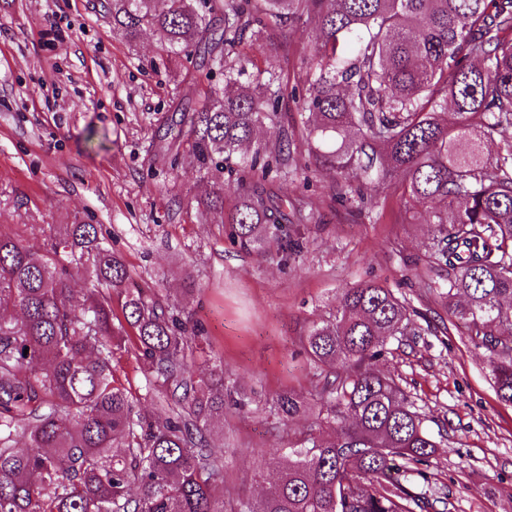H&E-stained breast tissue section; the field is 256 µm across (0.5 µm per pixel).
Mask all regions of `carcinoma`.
Here are the masks:
<instances>
[{"instance_id": "1", "label": "carcinoma", "mask_w": 512, "mask_h": 512, "mask_svg": "<svg viewBox=\"0 0 512 512\" xmlns=\"http://www.w3.org/2000/svg\"><path fill=\"white\" fill-rule=\"evenodd\" d=\"M133 39L155 29L164 50L224 83L181 115L190 157L210 176L200 205L248 253L301 248L277 197L252 181L286 168L275 123L280 75L252 79L222 63L250 32L305 20L319 44L307 95L308 155L349 187L404 185L432 225L428 269L471 341L491 349L494 388L512 404V0H112ZM238 169L224 211V170ZM91 274L83 295L72 280ZM417 315L408 298L366 281L315 322L306 352L318 372L319 427L274 452L288 459L258 501L224 508V373L199 375L186 350L203 328L180 304L143 288L94 224H62L37 249L0 231V512H416L401 476L437 442L408 395L375 368ZM125 352L147 367V395L168 411L143 420L115 385ZM271 409L287 425L304 402L284 391ZM25 450L16 448V437Z\"/></svg>"}]
</instances>
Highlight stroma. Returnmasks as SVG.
Returning a JSON list of instances; mask_svg holds the SVG:
<instances>
[{
	"instance_id": "stroma-1",
	"label": "stroma",
	"mask_w": 512,
	"mask_h": 512,
	"mask_svg": "<svg viewBox=\"0 0 512 512\" xmlns=\"http://www.w3.org/2000/svg\"><path fill=\"white\" fill-rule=\"evenodd\" d=\"M108 2L0 0V229L39 246L59 225H98L141 286L204 325L206 354L195 364L223 370L225 388L249 399L225 406L212 438L224 443L226 478L252 500L273 475L268 450L287 447L316 420L313 408L286 426L268 406L283 391L311 399L304 338L312 322L360 282L406 294L415 332L392 341L377 368L408 394L439 447L403 484L432 501L431 512H512V405L496 395L490 351L417 277L432 225L406 217L398 190L359 205L308 156L291 93L307 86L314 25L298 21L267 36L261 52L238 49L248 73L268 68L282 78L278 121L260 137L287 134L294 157L286 177L265 183L287 197L288 217L301 227L302 252L283 260L242 252L228 225L201 214L193 198L206 189L204 173L188 162L187 139L166 130L201 102L205 73L169 61L151 28L128 41ZM188 277L196 290L187 296ZM112 368L138 413L154 416L138 362L122 354Z\"/></svg>"
}]
</instances>
